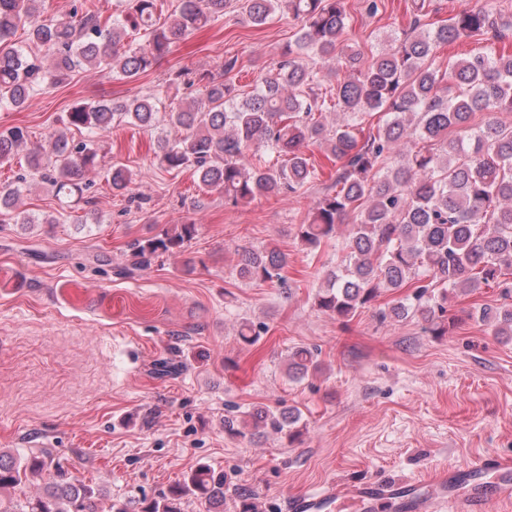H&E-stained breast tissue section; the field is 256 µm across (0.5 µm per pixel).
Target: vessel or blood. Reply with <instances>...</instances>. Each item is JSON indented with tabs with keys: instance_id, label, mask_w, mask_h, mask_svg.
Segmentation results:
<instances>
[{
	"instance_id": "obj_1",
	"label": "vessel or blood",
	"mask_w": 512,
	"mask_h": 512,
	"mask_svg": "<svg viewBox=\"0 0 512 512\" xmlns=\"http://www.w3.org/2000/svg\"><path fill=\"white\" fill-rule=\"evenodd\" d=\"M378 512L381 505L399 512H490L512 504V460L487 454L463 467H445L431 479H370L327 484L289 498L288 512Z\"/></svg>"
}]
</instances>
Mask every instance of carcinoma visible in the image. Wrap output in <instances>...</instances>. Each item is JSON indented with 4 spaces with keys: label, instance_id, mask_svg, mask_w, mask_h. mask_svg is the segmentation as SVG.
Wrapping results in <instances>:
<instances>
[{
    "label": "carcinoma",
    "instance_id": "1",
    "mask_svg": "<svg viewBox=\"0 0 512 512\" xmlns=\"http://www.w3.org/2000/svg\"><path fill=\"white\" fill-rule=\"evenodd\" d=\"M112 22L87 10L67 18L40 19V0H0V108L21 109L37 92L68 82L73 73L95 68L135 79L153 70L175 39L224 16L232 0H178L174 18L163 24L157 0H122ZM414 2V29L371 56L345 42L350 16L345 0H242L241 10L262 25L278 12L300 21L282 60L260 77L254 90L239 93L224 73H206L199 96L163 102L156 95L102 99L76 104L62 117L64 129L29 152L28 167L10 185L0 186V215L16 224H56L53 215L34 217L21 209L24 193L40 185L62 204L82 199L83 183L100 168L96 138L119 121L153 130L166 121L154 158L170 171L191 170L206 188L224 194L233 205L261 194L294 192L318 179L304 151L325 146L341 162L333 186L318 199L296 237L314 249L336 236L338 224L354 212L346 263L327 275L315 296L318 310L347 320L382 292H413L399 299L380 319L418 316L435 335L448 332V291L483 285L512 297V123L496 114L512 112V53L489 46L441 69L437 49L499 29L493 13L465 9L437 25L427 20L426 0ZM28 26L29 41L51 51L47 57L25 54L13 42ZM147 32L148 44L125 43L127 30ZM336 79L322 92L328 78ZM342 112L343 123L325 114ZM380 112L385 120L363 135V116ZM87 130L88 139L69 140L65 130ZM458 136L448 137V130ZM409 139L406 151L393 145ZM21 126L0 130V165L27 147ZM259 153L276 155L280 165L250 163ZM112 191H129L135 178L123 164L106 172ZM196 235V224H181L160 236L135 240L133 269L147 266L158 252L180 248ZM285 255L276 248L246 250L238 276L252 283H281ZM497 334L512 336V305L497 313ZM263 327L245 321L240 343L256 344ZM317 350L295 346L288 354V377L302 381L319 371ZM300 414L291 408L241 412L227 406L224 431L246 437L250 427L301 435ZM33 478L41 492L23 500L4 497L23 491ZM224 472L199 466L157 498L115 501L108 512H185L192 499L206 509L224 506ZM0 512H103L94 488L73 477L43 451L16 457L0 452Z\"/></svg>",
    "mask_w": 512,
    "mask_h": 512
}]
</instances>
